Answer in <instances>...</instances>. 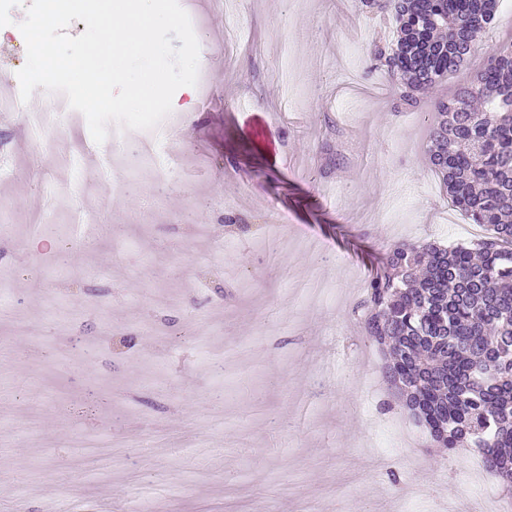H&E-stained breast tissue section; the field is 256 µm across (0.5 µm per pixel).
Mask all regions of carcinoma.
Wrapping results in <instances>:
<instances>
[{
    "mask_svg": "<svg viewBox=\"0 0 512 512\" xmlns=\"http://www.w3.org/2000/svg\"><path fill=\"white\" fill-rule=\"evenodd\" d=\"M391 11L395 46L372 59L399 101L456 72L495 18L497 0H357ZM429 161L445 194L487 235L456 246L390 245L355 306L365 338L389 349L385 374L430 439L479 449L512 495V41L472 83L434 103Z\"/></svg>",
    "mask_w": 512,
    "mask_h": 512,
    "instance_id": "obj_1",
    "label": "carcinoma"
}]
</instances>
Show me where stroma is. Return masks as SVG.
I'll use <instances>...</instances> for the list:
<instances>
[{
	"mask_svg": "<svg viewBox=\"0 0 512 512\" xmlns=\"http://www.w3.org/2000/svg\"><path fill=\"white\" fill-rule=\"evenodd\" d=\"M193 111L154 142L0 108V512H427L471 465L410 420L353 309L384 247L483 236L428 163L425 113L512 38L394 109L355 0H179ZM118 225L102 236L99 220ZM406 422L391 448L378 423Z\"/></svg>",
	"mask_w": 512,
	"mask_h": 512,
	"instance_id": "35a3bbf8",
	"label": "stroma"
}]
</instances>
